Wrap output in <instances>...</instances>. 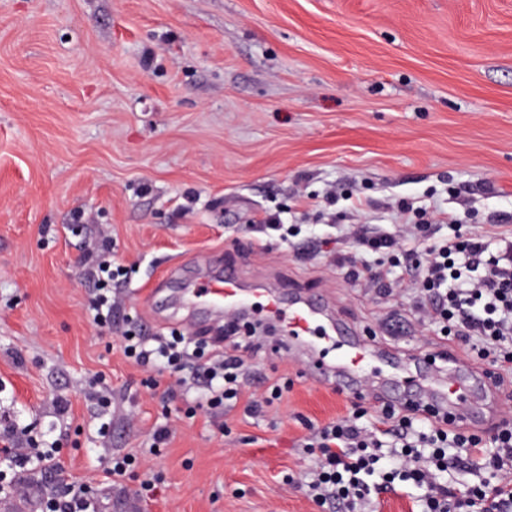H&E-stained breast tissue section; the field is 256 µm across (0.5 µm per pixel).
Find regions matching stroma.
<instances>
[{
  "instance_id": "1",
  "label": "stroma",
  "mask_w": 512,
  "mask_h": 512,
  "mask_svg": "<svg viewBox=\"0 0 512 512\" xmlns=\"http://www.w3.org/2000/svg\"><path fill=\"white\" fill-rule=\"evenodd\" d=\"M401 199L433 224L512 230V0H0V426L57 451L0 512H42L79 480L100 512H318L304 424L374 408L372 385L313 379L267 324L258 372L291 388L260 418L226 409L220 432L186 417L196 395L164 397L169 372L145 388L121 333L226 331L171 279L229 261L247 285L323 290L329 316L426 372L440 347L410 300L336 268L341 225L397 230ZM274 210L295 247L259 226ZM78 217L133 271L108 329L87 314ZM165 421L175 436L151 449ZM124 453L136 462L112 481Z\"/></svg>"
}]
</instances>
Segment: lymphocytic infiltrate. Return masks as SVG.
Segmentation results:
<instances>
[{
	"instance_id": "lymphocytic-infiltrate-1",
	"label": "lymphocytic infiltrate",
	"mask_w": 512,
	"mask_h": 512,
	"mask_svg": "<svg viewBox=\"0 0 512 512\" xmlns=\"http://www.w3.org/2000/svg\"><path fill=\"white\" fill-rule=\"evenodd\" d=\"M342 234L356 252L336 265L344 280L365 286L380 299L411 290L415 311L434 327L441 345L463 346L467 360L490 361L497 387H512V235L492 230L439 235L430 224L406 223L394 232L373 224H348ZM86 276L95 284L89 311L111 326L112 312L129 272L113 268L105 247L84 255ZM125 357L145 370H167L176 379L170 396L204 391L206 406L219 417L243 404L262 416L285 387L266 384L247 395L253 377L244 352L261 353L181 333L149 338L121 334ZM314 466L307 493L321 512H364L383 493L405 485L420 489V512H512V424L497 426L492 439L449 423L425 409L380 403L375 412L355 408L348 418L309 425L303 440ZM479 474L477 483L468 475Z\"/></svg>"
}]
</instances>
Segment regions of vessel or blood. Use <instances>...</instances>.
<instances>
[{
	"label": "vessel or blood",
	"mask_w": 512,
	"mask_h": 512,
	"mask_svg": "<svg viewBox=\"0 0 512 512\" xmlns=\"http://www.w3.org/2000/svg\"><path fill=\"white\" fill-rule=\"evenodd\" d=\"M254 298L266 301V308L284 331L282 342L287 348L304 345L313 349L328 345L336 357L328 361L315 359L311 373L319 380L337 379L346 389H357L365 378L381 380L379 397L404 406L420 405L445 408L449 421L473 426L480 418L470 408L471 400L493 406L498 395L486 374L472 373L464 360L452 362L447 384L430 385L425 379L411 376L389 355L373 346L368 337L355 336L342 323H322V307L311 298L282 296L264 289L243 290L234 266H225L221 276L206 287L185 283L180 300L189 307L202 306L213 312L238 310Z\"/></svg>",
	"instance_id": "1"
}]
</instances>
